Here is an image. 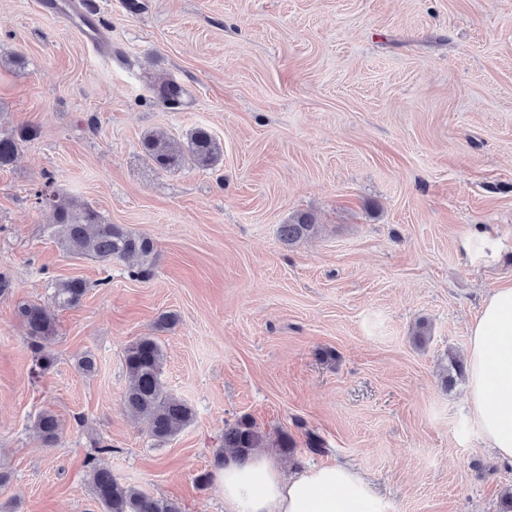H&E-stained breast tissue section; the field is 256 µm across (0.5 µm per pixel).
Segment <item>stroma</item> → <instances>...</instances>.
<instances>
[{
  "mask_svg": "<svg viewBox=\"0 0 512 512\" xmlns=\"http://www.w3.org/2000/svg\"><path fill=\"white\" fill-rule=\"evenodd\" d=\"M128 1L78 0L99 47L43 0H0V133L37 131L0 169V512H101L97 439L120 482L224 512L215 451L243 417L288 434L285 470L354 465L388 512H500L512 462L447 370L512 280V252L486 267L459 246L479 224L512 244V0ZM165 80L179 101L157 95ZM198 127L222 148L212 168L162 170L142 148ZM47 183L152 239L151 275L67 254L35 197ZM302 212L317 233L283 244ZM67 279L88 290L54 307ZM24 304L55 316L48 371ZM143 336L195 412L163 443L122 402ZM45 410L63 426L52 448L34 431Z\"/></svg>",
  "mask_w": 512,
  "mask_h": 512,
  "instance_id": "35a3bbf8",
  "label": "stroma"
}]
</instances>
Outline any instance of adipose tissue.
<instances>
[{"instance_id":"adipose-tissue-1","label":"adipose tissue","mask_w":512,"mask_h":512,"mask_svg":"<svg viewBox=\"0 0 512 512\" xmlns=\"http://www.w3.org/2000/svg\"><path fill=\"white\" fill-rule=\"evenodd\" d=\"M466 361L470 415L489 448L512 462V282L484 299ZM222 485L224 512H387L369 481L336 463L289 474L263 452L227 463Z\"/></svg>"}]
</instances>
